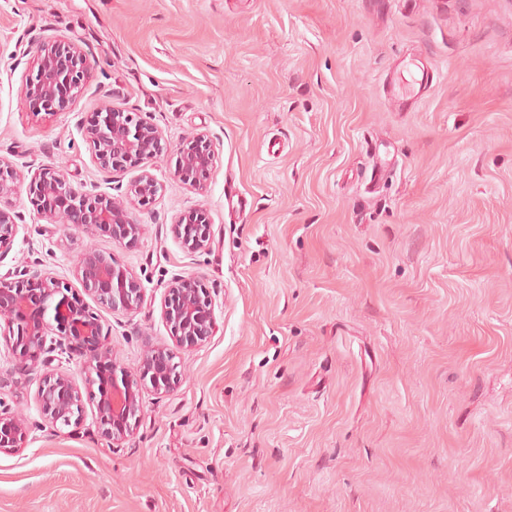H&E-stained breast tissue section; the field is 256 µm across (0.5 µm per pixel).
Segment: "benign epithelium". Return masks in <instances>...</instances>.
I'll return each mask as SVG.
<instances>
[{
  "label": "benign epithelium",
  "instance_id": "obj_1",
  "mask_svg": "<svg viewBox=\"0 0 512 512\" xmlns=\"http://www.w3.org/2000/svg\"><path fill=\"white\" fill-rule=\"evenodd\" d=\"M36 69L25 79V96L36 115H51L81 95L92 70L88 53L73 39L38 37L31 41ZM96 163L103 170L141 166L129 185L127 197L141 204L162 191L151 173L153 164L167 150L163 133L149 120L101 104L83 127ZM215 152L205 135H188L180 141L174 176L194 187L201 186L213 165ZM26 176L11 161L0 157V203L17 194ZM31 204L50 224L60 222L86 234L105 228L118 244L136 243L143 234L126 201L106 191H84L72 185L58 166L44 167L30 181ZM18 215L0 206V259L14 245ZM173 233L189 252L208 250L211 224L205 210L179 215ZM74 276L97 304L125 314L136 312L144 301V288L133 273L115 266L112 254L88 248L76 256ZM68 283L46 268H17L0 276V322L8 328V346L15 369L40 375L38 400L45 421L76 433L83 422L80 387L73 377L52 368L54 353L80 352L85 361L86 388L98 391L97 415L102 434L118 442L137 428L143 390L156 394L174 391L181 381L175 352L166 345L147 344L137 370L132 373L105 346L103 325L90 307L68 297ZM60 299H55L56 295ZM161 318L176 347L191 349L215 332L214 303L194 275L177 276L166 286ZM59 334L50 336L52 324ZM28 422L7 408H0V452L15 451L26 442Z\"/></svg>",
  "mask_w": 512,
  "mask_h": 512
}]
</instances>
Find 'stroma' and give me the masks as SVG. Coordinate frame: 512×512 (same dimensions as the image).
<instances>
[{"label": "stroma", "instance_id": "obj_1", "mask_svg": "<svg viewBox=\"0 0 512 512\" xmlns=\"http://www.w3.org/2000/svg\"><path fill=\"white\" fill-rule=\"evenodd\" d=\"M43 35L94 62L49 117L25 97ZM103 102L170 147L140 241L47 223L22 188L0 274L42 261L88 304L73 257L111 253L145 289L97 310L131 371L172 342L175 276L215 333L119 444L87 393L79 433L53 429L0 337V401L30 426L0 512H512V0H0L1 158L124 196L139 168L107 173L83 136ZM189 133L215 151L199 190L173 175ZM194 208L201 253L172 232ZM173 226L175 238L189 252L208 250L211 241V224L205 210L192 209L179 215Z\"/></svg>", "mask_w": 512, "mask_h": 512}]
</instances>
